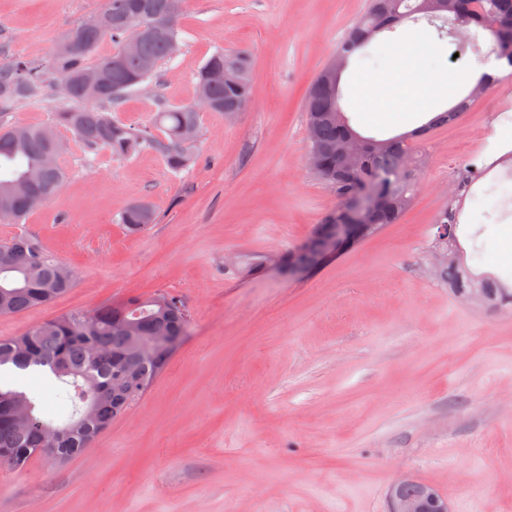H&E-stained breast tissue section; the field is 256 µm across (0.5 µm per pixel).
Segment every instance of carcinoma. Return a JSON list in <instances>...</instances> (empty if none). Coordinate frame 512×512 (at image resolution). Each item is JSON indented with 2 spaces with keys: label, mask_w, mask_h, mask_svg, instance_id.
<instances>
[{
  "label": "carcinoma",
  "mask_w": 512,
  "mask_h": 512,
  "mask_svg": "<svg viewBox=\"0 0 512 512\" xmlns=\"http://www.w3.org/2000/svg\"><path fill=\"white\" fill-rule=\"evenodd\" d=\"M145 7L156 19L168 23L178 36L177 18L170 16V0H105L101 12L73 26L85 47L54 56L53 68L62 82L72 84L70 106L57 111L50 124L28 125L27 136L15 140L12 127L0 126V203L7 202L11 221L19 222L64 185L66 172L53 149L50 134L58 127L74 133L90 152L106 150L123 158L144 150L160 153L173 172H181L195 160L191 147L182 143V129L199 127L197 107L162 106L150 125L134 127L112 116L110 107L133 92L132 82L144 62L150 73L170 59L163 38L142 41L137 57L114 63L123 43L133 31L121 22L124 15ZM426 20L440 32L478 38L477 30L491 35L492 49L512 61V0H370L366 13L336 47L339 60L335 89L314 80L305 111L307 127L314 130L310 147L322 149L321 169L316 175L336 191L339 199L352 195L368 207L369 238L382 226L394 224L411 204L420 163L413 154L428 132L445 125L472 108L484 92L478 81L450 109L434 116L420 129L388 138H366L365 147L343 175L336 176V148L356 133L341 106V76L349 61L376 36L394 31L404 23ZM116 49L97 59L104 73L102 98L87 107L80 100L76 78L89 68L90 58L105 39ZM209 66L235 72L229 81L210 89V111L239 108L252 97L248 55L214 52L196 73V84L204 80ZM45 68L32 60L16 58L0 66V111L39 95ZM492 167L487 156L477 155L458 171L454 185L477 180ZM41 171V181L26 195H10V187L30 170ZM156 212L145 213L129 205L120 222L130 233H138L156 222ZM345 223L343 204L329 211L305 243L281 256L288 272L308 265L321 251L336 225ZM455 217L443 207L433 225L431 248L448 254L438 276L456 293L477 290L485 303L512 304V283L487 272H474L465 263ZM62 261L47 252L34 237L17 234L0 242V315H17L44 306L74 287L76 279L61 281L56 269ZM190 312L177 295L160 292L148 298L129 297L97 308L91 313L72 312L47 320L19 336L0 338V368L51 376L55 380L62 412L49 419L39 410L34 393L11 385H0V465L23 468L35 454L62 466L90 447L99 433L123 415L144 394L188 336Z\"/></svg>",
  "instance_id": "cac0c4a2"
}]
</instances>
